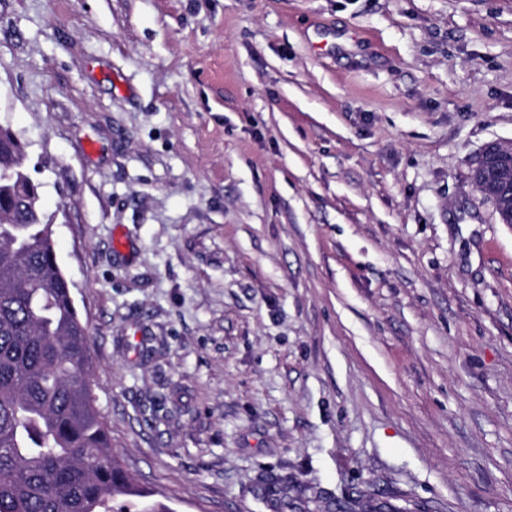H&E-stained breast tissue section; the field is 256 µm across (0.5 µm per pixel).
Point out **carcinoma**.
I'll return each mask as SVG.
<instances>
[{"instance_id":"carcinoma-1","label":"carcinoma","mask_w":512,"mask_h":512,"mask_svg":"<svg viewBox=\"0 0 512 512\" xmlns=\"http://www.w3.org/2000/svg\"><path fill=\"white\" fill-rule=\"evenodd\" d=\"M26 150L0 133V512H168L112 456L90 344Z\"/></svg>"}]
</instances>
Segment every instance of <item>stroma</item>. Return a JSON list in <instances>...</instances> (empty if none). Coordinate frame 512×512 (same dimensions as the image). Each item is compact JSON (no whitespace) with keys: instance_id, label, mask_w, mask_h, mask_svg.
<instances>
[{"instance_id":"1","label":"stroma","mask_w":512,"mask_h":512,"mask_svg":"<svg viewBox=\"0 0 512 512\" xmlns=\"http://www.w3.org/2000/svg\"><path fill=\"white\" fill-rule=\"evenodd\" d=\"M112 452L172 512H512V0H0ZM490 151H494L497 155L503 178L512 182V141L500 140L487 143L473 165L477 172L484 168ZM473 182L474 188L491 200L502 216H512V195L504 192L501 180H490L479 174Z\"/></svg>"}]
</instances>
